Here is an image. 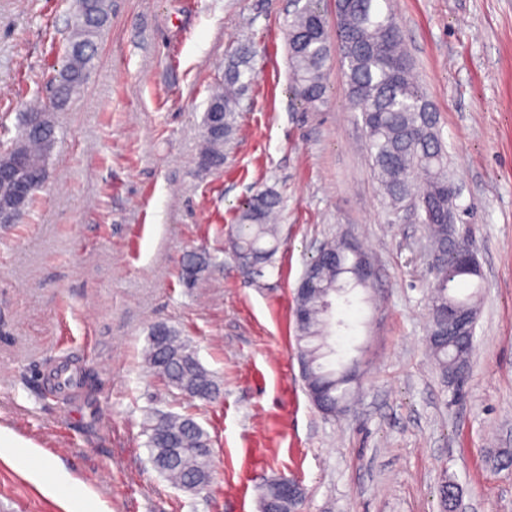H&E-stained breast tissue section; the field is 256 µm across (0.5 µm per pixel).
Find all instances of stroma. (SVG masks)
Instances as JSON below:
<instances>
[{
	"label": "stroma",
	"instance_id": "obj_1",
	"mask_svg": "<svg viewBox=\"0 0 512 512\" xmlns=\"http://www.w3.org/2000/svg\"><path fill=\"white\" fill-rule=\"evenodd\" d=\"M414 75L435 105L483 274L468 395L428 349L434 277L413 212L385 201L361 115L332 57L324 102L295 96L289 0H112L80 94L33 205L0 224V425L36 445L0 451V512H73L34 479L51 462L91 512H260L275 477L301 512H512V0H395ZM72 0H0V148L50 84ZM251 81L224 164L201 165L212 91L240 45ZM282 197L263 277L229 248L240 206ZM350 235L375 276L337 316L359 363L348 412L323 415L301 379L296 288L321 243ZM209 265L187 281V254ZM166 325L218 385L209 401L167 388L144 349ZM192 414L210 484L186 491L150 462L148 418Z\"/></svg>",
	"mask_w": 512,
	"mask_h": 512
}]
</instances>
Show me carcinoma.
Listing matches in <instances>:
<instances>
[{
    "label": "carcinoma",
    "instance_id": "carcinoma-1",
    "mask_svg": "<svg viewBox=\"0 0 512 512\" xmlns=\"http://www.w3.org/2000/svg\"><path fill=\"white\" fill-rule=\"evenodd\" d=\"M76 25L69 38V51L57 70L54 107L66 106L83 85L95 53V39L109 20L110 0H75ZM336 44L325 33V21L317 0L307 3L288 22L287 40L294 91L311 106L325 95V75L331 48L342 59V77L355 111L361 113L372 166L388 204L396 211L408 204L420 212L440 273L431 303L473 308L479 302L482 277L461 266L465 251L458 231L457 216L462 209L460 194L448 169V152L442 139L433 102L415 81L413 59L402 37L393 0H335ZM247 46L237 50L224 71V86L211 94L205 116L200 150L201 164L217 167L224 163V145L237 127L239 97L250 83ZM54 114L35 108L23 119L21 134L0 152V224H11L33 202L34 190L47 176L48 160L56 144ZM280 196L266 190L251 197L239 210L236 229L230 236L234 256L260 274L279 246L272 216L280 209ZM325 252L336 262L319 269L306 295L296 294V307L308 309L309 321L297 323V342L310 362L307 377L326 387L331 408L344 402L350 388L342 382L347 365L331 368L328 358L336 354L329 343L334 298L351 303L355 289L366 286L355 273L359 254L340 241L325 244ZM468 279L474 288L458 294L452 284ZM433 358L448 387L462 389L470 375L472 347L460 337L432 344ZM153 373L168 387L200 399L219 390L212 374L198 360L188 344L178 341L168 326H156L145 351ZM148 447L154 469L176 484L209 478L210 440L190 415H167L148 422Z\"/></svg>",
    "mask_w": 512,
    "mask_h": 512
}]
</instances>
